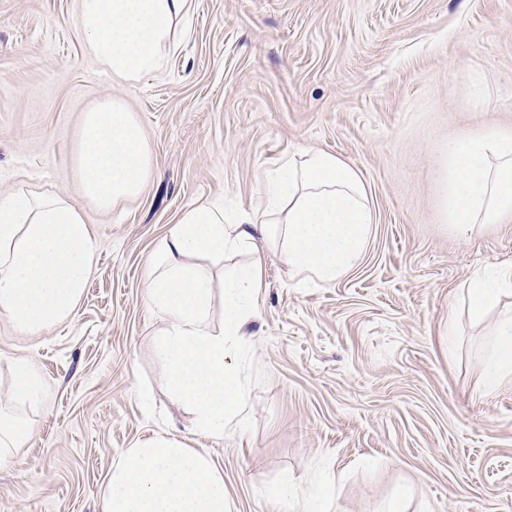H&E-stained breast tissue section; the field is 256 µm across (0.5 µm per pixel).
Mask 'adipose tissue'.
<instances>
[{
  "label": "adipose tissue",
  "instance_id": "adipose-tissue-1",
  "mask_svg": "<svg viewBox=\"0 0 512 512\" xmlns=\"http://www.w3.org/2000/svg\"><path fill=\"white\" fill-rule=\"evenodd\" d=\"M79 23L89 49L129 78L154 70L186 0H81ZM151 157L134 114L117 99L86 112L75 172L83 196L99 209L136 196ZM270 224L252 218L224 221L223 208L188 209L163 241L147 294L164 327L158 352L172 393L193 410L211 435L240 429L248 390L234 364L245 348L248 304L260 285V261L224 280V325L213 330L209 310L213 276L194 256L221 257L263 242L281 250L292 273L331 283L359 260L371 211L359 175L336 156L308 149L265 178ZM442 205L462 234L512 216V134L488 125L448 147V182ZM96 242L82 210L60 197L15 193L0 200V315L21 330L66 321L87 286ZM512 293V268L476 276L468 288L473 322ZM512 377V313L497 324L494 351L479 372L482 394ZM103 512H228L224 478L205 454L172 438L156 437L129 449L113 464Z\"/></svg>",
  "mask_w": 512,
  "mask_h": 512
}]
</instances>
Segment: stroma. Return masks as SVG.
I'll return each instance as SVG.
<instances>
[{"label":"stroma","mask_w":512,"mask_h":512,"mask_svg":"<svg viewBox=\"0 0 512 512\" xmlns=\"http://www.w3.org/2000/svg\"><path fill=\"white\" fill-rule=\"evenodd\" d=\"M79 0H0V200L24 190L82 208L94 272L71 319L20 331L0 315V410L30 436L0 469V512H101L113 463L158 435L203 452L230 512H280L271 489L337 488L336 512H512V382L476 388L501 302L472 322L475 272L512 267V218L461 237L442 214L450 142L512 133V0H187L176 49L135 80L86 47ZM482 98H474L473 81ZM135 113L151 174L102 211L75 149L85 113ZM313 148L362 179L373 222L357 264L297 284L265 251L245 326L243 431L198 433L156 356L146 276L193 206L263 214L264 176ZM457 350H448L449 330ZM30 360L38 405L17 406ZM12 399L16 401L37 402L42 396V381L32 367L23 360L12 364Z\"/></svg>","instance_id":"stroma-1"}]
</instances>
